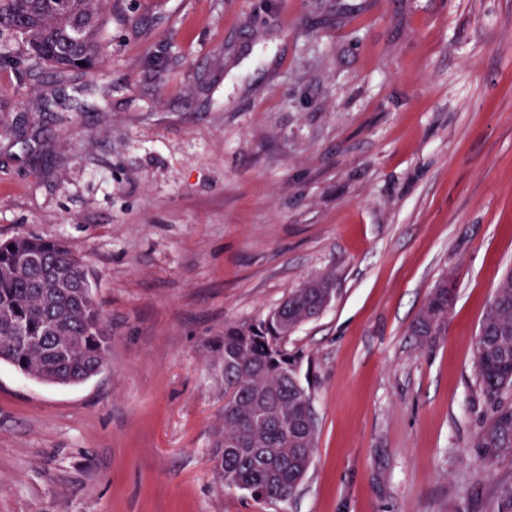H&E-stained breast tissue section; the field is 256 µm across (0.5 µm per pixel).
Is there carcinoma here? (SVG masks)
<instances>
[{
    "instance_id": "cac0c4a2",
    "label": "carcinoma",
    "mask_w": 512,
    "mask_h": 512,
    "mask_svg": "<svg viewBox=\"0 0 512 512\" xmlns=\"http://www.w3.org/2000/svg\"><path fill=\"white\" fill-rule=\"evenodd\" d=\"M103 0H0V66L31 61L59 73L102 63ZM334 295L329 278L293 289L264 317L224 328V413L211 454L219 478L261 502H286L311 463L316 423L311 400L290 368L284 343L317 318ZM453 287L441 280L412 324L425 345L448 332ZM22 323L34 342L19 345ZM112 333L81 260L61 241H0V362L50 384L78 385L105 369ZM476 368L497 403L475 447L493 460L512 456V273L499 283L476 341ZM490 512H512V483Z\"/></svg>"
}]
</instances>
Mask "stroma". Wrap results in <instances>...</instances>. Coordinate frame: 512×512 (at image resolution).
I'll use <instances>...</instances> for the list:
<instances>
[{
    "label": "stroma",
    "mask_w": 512,
    "mask_h": 512,
    "mask_svg": "<svg viewBox=\"0 0 512 512\" xmlns=\"http://www.w3.org/2000/svg\"><path fill=\"white\" fill-rule=\"evenodd\" d=\"M100 71H0V239L60 240L112 331L0 363V512H488L479 324L512 271V0H112ZM317 425L287 503L222 486L224 326L304 280ZM447 335L410 327L441 278Z\"/></svg>",
    "instance_id": "1"
}]
</instances>
